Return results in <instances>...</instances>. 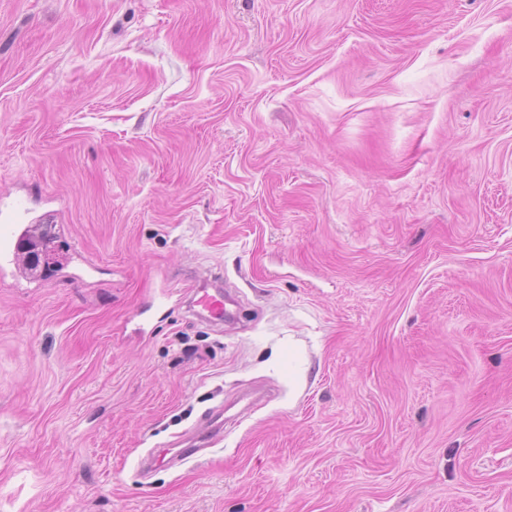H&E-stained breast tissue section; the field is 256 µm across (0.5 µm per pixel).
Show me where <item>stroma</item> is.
Wrapping results in <instances>:
<instances>
[{
	"label": "stroma",
	"instance_id": "stroma-1",
	"mask_svg": "<svg viewBox=\"0 0 512 512\" xmlns=\"http://www.w3.org/2000/svg\"><path fill=\"white\" fill-rule=\"evenodd\" d=\"M18 198L0 512H512V0H0ZM193 291L192 304L193 306L201 307L202 312H198L201 316H205L206 312L208 318L219 321H231L235 319L234 310L227 307V305L235 306V301L222 292H210L208 288H195ZM221 428L219 426L206 425L203 427L196 435L195 439L197 441H192L191 443H187L184 441H177L172 443L170 446L173 448H178L172 456L181 458V460H185L196 453L197 448H199L202 444L207 446L213 444L216 440L221 438L220 436ZM167 452H162L157 454L153 458L154 466H166L172 456L166 457Z\"/></svg>",
	"mask_w": 512,
	"mask_h": 512
}]
</instances>
